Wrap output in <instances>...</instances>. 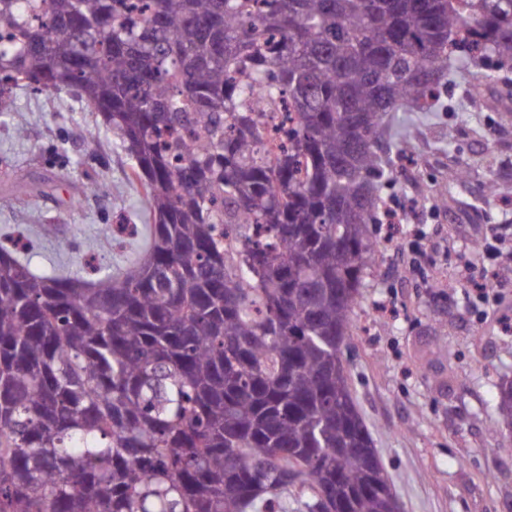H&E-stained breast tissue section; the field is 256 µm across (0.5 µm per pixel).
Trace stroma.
<instances>
[{
    "label": "stroma",
    "instance_id": "35a3bbf8",
    "mask_svg": "<svg viewBox=\"0 0 512 512\" xmlns=\"http://www.w3.org/2000/svg\"><path fill=\"white\" fill-rule=\"evenodd\" d=\"M477 70H463L433 112H394L392 128L416 130L409 159L394 158L385 197L401 202L397 235L377 227L379 248L364 280L353 339L343 358L357 407L403 512H512V430L495 409L493 382L512 379V265L478 246L512 247V112L470 111ZM27 136H20L18 127ZM133 161L76 93L15 88L0 104V233L30 243L20 260L37 273L118 275L137 262L144 235L113 244L115 224L148 221ZM464 167L463 180L448 179ZM104 181V197L76 182ZM495 181L498 191L487 196ZM442 193L446 206L430 198ZM426 234L428 260L410 268L403 242ZM493 280L498 299L476 315L468 293Z\"/></svg>",
    "mask_w": 512,
    "mask_h": 512
}]
</instances>
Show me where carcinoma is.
Here are the masks:
<instances>
[{
	"mask_svg": "<svg viewBox=\"0 0 512 512\" xmlns=\"http://www.w3.org/2000/svg\"><path fill=\"white\" fill-rule=\"evenodd\" d=\"M506 61L512 0H0V93L76 91L153 220L94 281L0 246V512H401L342 359L379 143Z\"/></svg>",
	"mask_w": 512,
	"mask_h": 512,
	"instance_id": "cac0c4a2",
	"label": "carcinoma"
}]
</instances>
